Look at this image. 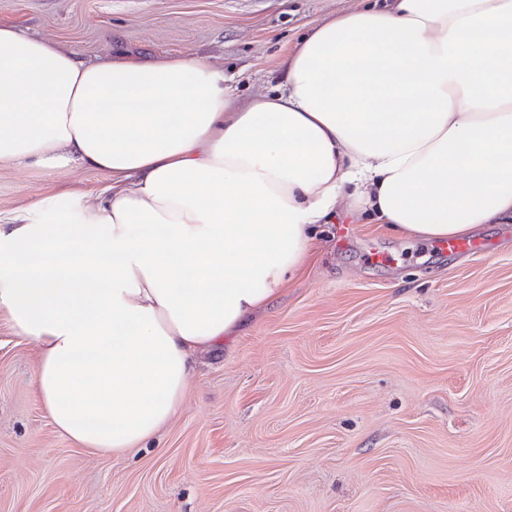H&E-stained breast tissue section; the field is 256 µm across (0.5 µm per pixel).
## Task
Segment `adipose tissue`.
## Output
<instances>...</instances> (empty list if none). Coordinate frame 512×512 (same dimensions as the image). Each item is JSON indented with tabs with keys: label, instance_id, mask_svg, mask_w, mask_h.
<instances>
[{
	"label": "adipose tissue",
	"instance_id": "adipose-tissue-1",
	"mask_svg": "<svg viewBox=\"0 0 512 512\" xmlns=\"http://www.w3.org/2000/svg\"><path fill=\"white\" fill-rule=\"evenodd\" d=\"M281 67L243 100L204 57L92 63L0 25V169L111 179L0 212V325L78 447L145 446L338 211L424 240L512 221V0H386Z\"/></svg>",
	"mask_w": 512,
	"mask_h": 512
}]
</instances>
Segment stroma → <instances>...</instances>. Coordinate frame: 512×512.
<instances>
[{
	"mask_svg": "<svg viewBox=\"0 0 512 512\" xmlns=\"http://www.w3.org/2000/svg\"><path fill=\"white\" fill-rule=\"evenodd\" d=\"M360 0H0V21L88 61L192 52L240 98ZM90 192L0 171V211ZM239 336L206 352L183 409L146 447L90 454L37 395L34 346L0 327V512H512V223L448 254L345 216Z\"/></svg>",
	"mask_w": 512,
	"mask_h": 512,
	"instance_id": "35a3bbf8",
	"label": "stroma"
}]
</instances>
